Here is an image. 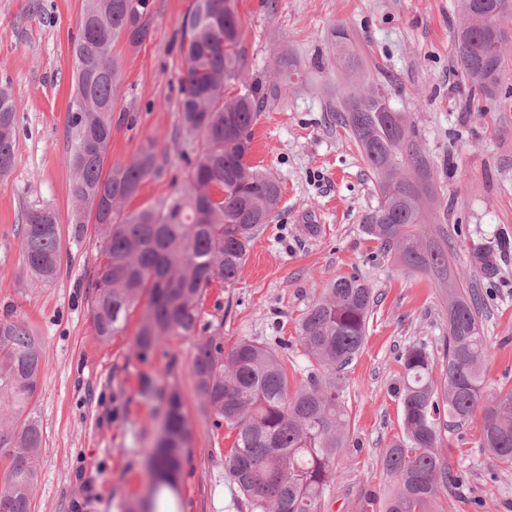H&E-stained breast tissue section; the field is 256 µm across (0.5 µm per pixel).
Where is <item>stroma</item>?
I'll use <instances>...</instances> for the list:
<instances>
[{
	"instance_id": "1",
	"label": "stroma",
	"mask_w": 512,
	"mask_h": 512,
	"mask_svg": "<svg viewBox=\"0 0 512 512\" xmlns=\"http://www.w3.org/2000/svg\"><path fill=\"white\" fill-rule=\"evenodd\" d=\"M83 0H0V85L18 101L15 165L0 183V317L29 324L40 336L44 372L34 409L43 428L33 512H127L147 492V451L159 431L156 389L182 395L191 455L174 498L179 512H249L224 469L232 448L227 429L213 425L193 376L199 343L171 336L140 357L135 334L143 313L132 305L122 329L98 340L88 313L90 282L102 256L96 224H77L66 117L73 98L74 42ZM152 33L138 47L118 43L122 64L112 113L108 163L126 162L154 144L167 163L127 204L155 203L184 184L183 159L195 144L180 129L178 101L184 47L182 22L192 0H150ZM242 72L229 93L257 81L289 80L253 127L248 163L275 175L282 195L276 213L253 241L233 281L203 297V322L220 329L225 350L244 338L281 336L288 383L297 387L307 361L296 346L297 320L323 286L359 273L376 303L364 343L344 372L351 416L337 464L343 476L324 512H383L393 485L381 467L399 431L391 388L399 357L426 342L441 354L448 318L434 279L408 272L362 231L378 203L374 177L329 107L375 87L414 129L429 156L433 193L427 230L451 232L450 270L470 272L481 302L489 354V388L512 389V64L492 96L471 91L455 61L458 0H237ZM345 27L361 72L337 67L332 34ZM293 61L284 77L279 64ZM57 212L61 267L34 284L25 274L22 231L27 211ZM318 225L310 233L308 225ZM488 252L496 273L472 269ZM481 419L445 432L439 453L463 476L441 497L445 512H512V467L480 448Z\"/></svg>"
}]
</instances>
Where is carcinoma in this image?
I'll return each instance as SVG.
<instances>
[{"instance_id":"1","label":"carcinoma","mask_w":512,"mask_h":512,"mask_svg":"<svg viewBox=\"0 0 512 512\" xmlns=\"http://www.w3.org/2000/svg\"><path fill=\"white\" fill-rule=\"evenodd\" d=\"M473 26L458 31L455 54L468 83L486 95L497 90L508 65L507 44L494 40L512 0H460ZM149 0H85L73 47L75 94L68 111L72 194L81 213L74 223L101 228L90 315L95 334L108 342L122 315L145 305L135 337L146 356L169 336H198L193 374L213 424L235 433L224 469L252 512H322L337 481L336 458L345 447L350 417L343 370L361 348L373 311V288L357 273L338 276L303 310L297 342L310 364L305 383L289 390L281 350L288 343L243 339L224 354L220 334L201 324L206 289L238 276L250 245L276 212L281 187L275 176L247 162L253 126L264 100L281 96L285 83L251 87L224 97L242 70L236 0H193L181 29L185 46L180 80V127L199 139L187 183L156 203L127 212L141 184L158 177L164 162L149 143L128 162L104 170L112 137V112L120 83L114 47L142 44L152 32ZM336 57L353 63L348 32L333 34ZM385 92L347 96L336 111L374 175L378 205L362 229L403 266L431 274L446 286L448 336L442 361L424 342L400 356L393 387L400 433L382 458L394 486L383 512H441L439 496L458 480L436 448L443 431L482 418L478 443L504 465L512 463V389L485 393L488 356L475 289L448 276V243L427 236L424 199L431 191V162L398 112H384ZM18 104L0 86V182L10 176ZM22 250L37 283L57 277L61 261L59 219L49 205L25 215ZM441 368V377H433ZM43 371L40 337L24 322L0 318V512H32L36 459L43 429L32 409ZM161 437L148 455L149 485L138 508L154 512L157 500L177 490L190 456L191 431L180 393L160 391Z\"/></svg>"}]
</instances>
